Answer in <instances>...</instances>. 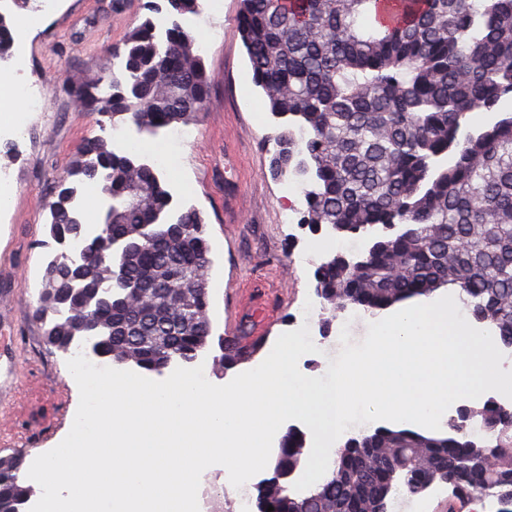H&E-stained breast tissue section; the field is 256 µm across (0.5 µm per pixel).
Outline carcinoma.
Returning <instances> with one entry per match:
<instances>
[{
    "label": "carcinoma",
    "instance_id": "carcinoma-1",
    "mask_svg": "<svg viewBox=\"0 0 512 512\" xmlns=\"http://www.w3.org/2000/svg\"><path fill=\"white\" fill-rule=\"evenodd\" d=\"M168 26L147 16L115 57L121 71L71 86L79 109L132 126L142 140L202 111L211 79L181 23L201 0H168ZM237 33L279 130L271 169L303 184L302 223L364 241L313 272L323 306L374 313L453 289L473 319L512 348V115L463 132L466 115L512 101V0H239ZM10 20L0 13V60ZM112 192L99 232L82 240L81 278L64 253L46 266L33 317L46 344L101 351L156 373L197 361L209 343L212 266L202 213L177 209L165 170L140 150L94 139L46 202L50 235L83 223L81 183ZM480 418L484 436H471ZM306 434L291 426L275 467L298 471ZM25 454L0 457V512H25ZM446 484L448 512L512 501V410L488 399L448 421V435L381 427L336 450L329 479L299 496L270 483L258 512H391L395 494Z\"/></svg>",
    "mask_w": 512,
    "mask_h": 512
}]
</instances>
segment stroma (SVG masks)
<instances>
[{"mask_svg": "<svg viewBox=\"0 0 512 512\" xmlns=\"http://www.w3.org/2000/svg\"><path fill=\"white\" fill-rule=\"evenodd\" d=\"M164 0H58L50 16L26 29L28 76L44 81L48 110L32 116L33 134L22 147L0 140V165L12 166L13 201L0 210V388L13 395L11 436L33 461L57 445L79 392L68 382L65 355L49 349L41 324L32 317L47 261L46 201L65 175L81 143L109 138V128L79 111L70 91L74 78L93 80L112 70V54L128 32ZM238 0H221L219 10L203 8L190 17L192 33L210 32L204 54L211 92L192 127L179 139V125L160 133L172 164L166 174L180 197L199 209L207 223L212 267L208 281L212 336L198 362L209 382L224 385L239 367L221 368L220 338L262 336L260 352L288 332L293 319L308 316L310 335L328 353L302 356L304 375H324L335 360L344 314L328 319L310 283L313 270L296 265L318 233L307 225L281 221L291 176L269 172L277 125L252 81L246 51L236 33ZM274 298L282 312L258 329L264 301ZM255 488L240 490L224 480V468L206 469L200 481V512H257Z\"/></svg>", "mask_w": 512, "mask_h": 512, "instance_id": "35a3bbf8", "label": "stroma"}]
</instances>
